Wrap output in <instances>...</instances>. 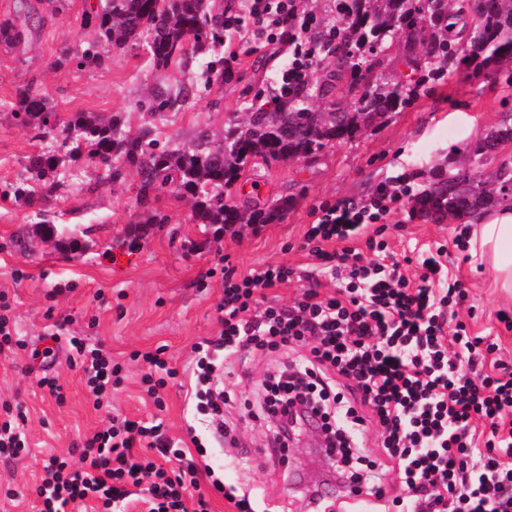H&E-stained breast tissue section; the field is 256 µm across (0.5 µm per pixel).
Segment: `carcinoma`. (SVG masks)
<instances>
[{
  "instance_id": "carcinoma-1",
  "label": "carcinoma",
  "mask_w": 512,
  "mask_h": 512,
  "mask_svg": "<svg viewBox=\"0 0 512 512\" xmlns=\"http://www.w3.org/2000/svg\"><path fill=\"white\" fill-rule=\"evenodd\" d=\"M467 0H342V39L336 46L324 44L326 73L317 83L300 85L272 110L259 107L242 122L229 120L224 138L201 129L193 142L181 148L158 147L153 130L130 134L113 116L76 113L65 119L54 111L49 97L29 84L16 91L13 112L19 122L41 137L60 136L59 149L48 147L31 154L27 176L12 186L14 196L34 208V224L40 237L75 250L82 241L73 229L65 232L49 217L58 182V167L69 159H81L102 172L101 180L125 181V168L139 177L137 201L168 192L192 200L196 224L221 229L234 224H273L288 209V198L265 207L240 206L224 200L256 157L287 161L314 159L320 149L336 141L347 142L388 114L405 105L416 93L408 83H390L379 71L390 58L395 40L405 38L402 63L413 73L439 72L442 64L459 52L477 68L498 71L512 64V0H482L472 12ZM224 4L220 0H98L85 13L84 26L94 37L65 60L76 66L104 65L112 47L137 38L141 29L151 33L149 50L157 67L188 62L185 41L195 51L222 43ZM26 39V31L5 18L0 20V47L12 49ZM348 80L347 103L333 92ZM192 87L171 95L158 90L149 108L169 110L190 98ZM512 142V118L504 119L483 139L465 149L472 174L482 185L471 191L466 170H438L430 187L443 209L456 216L486 211L502 183L512 180V154L492 172L495 187L487 188L484 168Z\"/></svg>"
}]
</instances>
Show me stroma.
Segmentation results:
<instances>
[{
  "instance_id": "stroma-1",
  "label": "stroma",
  "mask_w": 512,
  "mask_h": 512,
  "mask_svg": "<svg viewBox=\"0 0 512 512\" xmlns=\"http://www.w3.org/2000/svg\"><path fill=\"white\" fill-rule=\"evenodd\" d=\"M96 2L68 0L66 9L53 16L40 7L44 23L29 32L26 43L0 48V294H6L17 337L25 343L13 359L0 358V402L17 398L24 403L30 448L13 461L0 460V487L17 492L12 501L0 495V512H38L35 488L43 461L67 453L113 417L162 422L170 439L190 447L191 348L221 328L217 307L224 297V268L243 272L260 264H288L298 274L274 294L280 302L291 301L305 283L300 273L309 259L302 244L315 209L368 197L403 172L412 176L415 192H424L435 169L463 165L465 147L480 140L504 113H512V71H478L454 58L440 76L426 79L405 108L353 141L327 145L312 161H250L232 191L235 202L263 204L286 197L291 205L280 221L237 232L194 224L189 200L165 192L151 199L150 208L166 216V223L140 225L135 172H128L123 183L91 191L92 168L67 161L52 210L58 223L80 225L85 233L82 249L60 250L41 240L29 207L11 191L28 156L43 145L9 108L19 85L34 81L60 116L116 115L133 131L149 124L160 144L176 148L189 144L200 129L218 135L227 118L270 106L279 91L277 74L288 60L285 47L258 44L252 35L228 30L223 40L237 50L238 59L225 63L220 80L209 73L208 64L224 57L223 47L194 55L188 65L159 69L142 47L149 38L145 32L139 41L114 48L103 67L61 63L64 49H77L93 37L83 17ZM185 84L195 88L187 104L149 117L148 102L157 89L174 92ZM471 224L468 216L434 221L407 200L388 215L383 238L400 259L432 244L445 246L448 265L466 289L455 309L457 319L471 334L494 339L497 358L512 364V330L499 320L501 314L512 315V304L494 292L489 271L468 248L456 244ZM20 238L25 247H17ZM64 316L72 319L77 335L103 343L125 366L124 381L113 390L109 407L94 409L85 373L63 356L50 373L63 387L64 402L38 385L42 373L31 370L26 346ZM161 345L178 375L165 387V407L159 410L141 382L146 363L130 355ZM286 358L285 349H268L249 356L244 367L224 378L235 396L228 419L237 441L211 449L207 458L225 486L254 489L259 512H307L308 497L334 479L319 448L320 434L313 429L304 430L281 460L263 456L266 427L257 417L258 388Z\"/></svg>"
}]
</instances>
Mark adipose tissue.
I'll list each match as a JSON object with an SVG mask.
<instances>
[{
	"label": "adipose tissue",
	"instance_id": "adipose-tissue-1",
	"mask_svg": "<svg viewBox=\"0 0 512 512\" xmlns=\"http://www.w3.org/2000/svg\"><path fill=\"white\" fill-rule=\"evenodd\" d=\"M468 245L473 257L491 269L495 286L512 296V214L479 219Z\"/></svg>",
	"mask_w": 512,
	"mask_h": 512
}]
</instances>
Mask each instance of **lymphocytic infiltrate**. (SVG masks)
Instances as JSON below:
<instances>
[{"label": "lymphocytic infiltrate", "instance_id": "f902f5d3", "mask_svg": "<svg viewBox=\"0 0 512 512\" xmlns=\"http://www.w3.org/2000/svg\"><path fill=\"white\" fill-rule=\"evenodd\" d=\"M245 15L225 14V29L252 24L257 38H280L289 47L279 75V91L311 79L315 47L311 14L296 0H245ZM413 194L404 176L379 186L369 201L350 199L323 207L306 231L305 244L316 264L307 285L292 302L258 309L256 297L288 281L293 270L265 264L242 274L224 275L218 336L194 343L195 413L209 417L207 438L195 426L187 432L197 455L176 447L161 425L111 420L87 437L76 456L44 461L36 493L40 512H68L95 501L111 505L146 500L148 512H211L182 476H170L179 462L189 474L200 468L207 447L227 440L224 418L231 396L219 376L236 362L268 347L309 344V355L285 363L260 387L259 407L271 425L266 456L280 458L304 426L316 423L327 434V452L337 473L351 482L368 480L376 512H512V369L487 363L494 344L470 335L448 313L465 291L450 276L445 247L428 248L414 258L419 271L410 279L390 261L382 242L365 238L368 224L395 211ZM365 239L373 251L363 260L351 243ZM336 286L321 291L323 280ZM70 319L55 324L70 356L87 373L95 407L109 403L123 379L121 363L103 344L69 333ZM21 405L0 408V457L26 450ZM382 430L384 457L372 460L364 442L368 424ZM145 455L135 454V447ZM397 469L401 495L388 497L386 471Z\"/></svg>", "mask_w": 512, "mask_h": 512}]
</instances>
